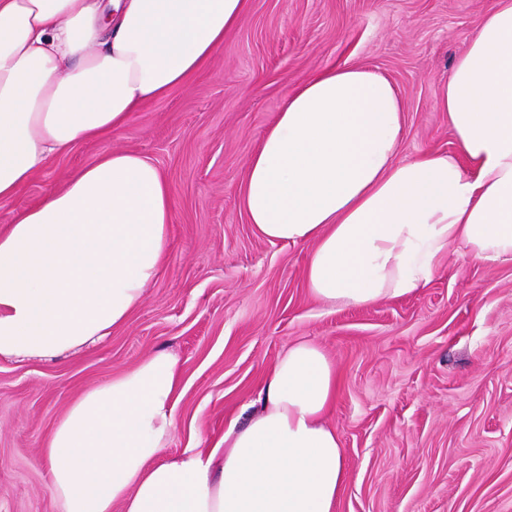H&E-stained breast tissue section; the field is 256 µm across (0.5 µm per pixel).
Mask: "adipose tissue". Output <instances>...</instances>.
Masks as SVG:
<instances>
[{"label":"adipose tissue","instance_id":"adipose-tissue-1","mask_svg":"<svg viewBox=\"0 0 512 512\" xmlns=\"http://www.w3.org/2000/svg\"><path fill=\"white\" fill-rule=\"evenodd\" d=\"M248 0H0V203L54 155L121 131L187 87ZM436 107L456 152L400 158L399 92L364 66L309 74L253 152L250 224L308 244L324 305L426 288L451 244L512 261V0H497L455 60ZM161 170L114 150L0 230V357L53 358L109 336L140 308L171 252ZM336 366L298 342L269 368L260 405L214 448L165 458L176 358L160 351L74 398L43 450L60 512H335L346 482L326 422Z\"/></svg>","mask_w":512,"mask_h":512}]
</instances>
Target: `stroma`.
<instances>
[{"label":"stroma","mask_w":512,"mask_h":512,"mask_svg":"<svg viewBox=\"0 0 512 512\" xmlns=\"http://www.w3.org/2000/svg\"><path fill=\"white\" fill-rule=\"evenodd\" d=\"M496 0H250L188 88L120 132L50 158L0 229L112 150L166 177L172 251L144 304L94 347L0 358V512H59L42 449L79 393L156 351L178 359L177 428L162 453L213 448L257 407L269 366L296 341L336 364L328 416L347 483L335 512H512V262L449 246L417 294L332 310L309 292V245L272 243L239 188L288 92L312 71L367 65L405 105L401 157L455 151L440 84Z\"/></svg>","instance_id":"stroma-1"}]
</instances>
